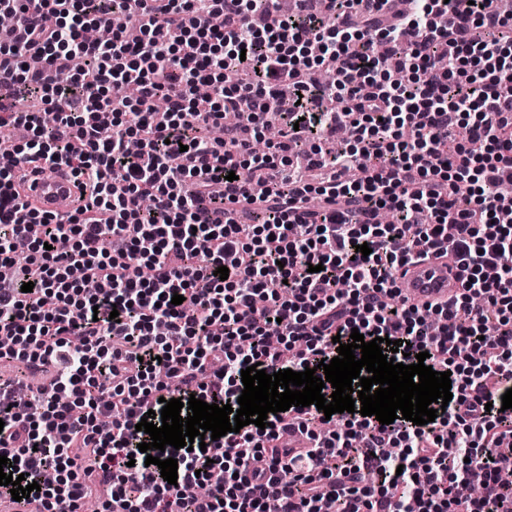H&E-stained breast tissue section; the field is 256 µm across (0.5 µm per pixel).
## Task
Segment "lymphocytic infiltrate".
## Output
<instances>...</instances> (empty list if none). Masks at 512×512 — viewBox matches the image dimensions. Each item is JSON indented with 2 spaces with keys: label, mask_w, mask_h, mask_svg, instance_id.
<instances>
[{
  "label": "lymphocytic infiltrate",
  "mask_w": 512,
  "mask_h": 512,
  "mask_svg": "<svg viewBox=\"0 0 512 512\" xmlns=\"http://www.w3.org/2000/svg\"><path fill=\"white\" fill-rule=\"evenodd\" d=\"M413 3L303 0L274 16L262 0H140L134 12L127 0H0L15 20L0 88L56 114L46 126L0 98V139L23 132L0 168V265L12 269L0 361L40 379H0V442L12 475L38 485L30 503L77 512L108 485L104 512H512L500 478L512 470V225L496 191L512 172V15L500 0ZM123 12L138 40L83 39ZM121 83L138 96L113 97ZM284 86L301 103L278 163L250 140L278 119ZM228 112L248 135H202ZM341 131L350 149L323 153L319 139ZM304 144L309 161L293 167ZM30 165L79 177L84 203L68 221L27 208L15 171ZM382 209L393 223L376 222ZM441 251L465 286L441 305L408 304L398 271ZM355 329L399 341L396 362L424 352L450 372L434 422L293 406L202 450L166 447L176 484L146 465L150 436L136 425L163 399L236 404L246 365L301 372ZM290 429L306 447L282 446ZM475 471L479 494L458 496Z\"/></svg>",
  "instance_id": "lymphocytic-infiltrate-1"
}]
</instances>
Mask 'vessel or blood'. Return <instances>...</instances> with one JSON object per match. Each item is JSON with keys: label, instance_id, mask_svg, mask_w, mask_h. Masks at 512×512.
Instances as JSON below:
<instances>
[{"label": "vessel or blood", "instance_id": "vessel-or-blood-1", "mask_svg": "<svg viewBox=\"0 0 512 512\" xmlns=\"http://www.w3.org/2000/svg\"><path fill=\"white\" fill-rule=\"evenodd\" d=\"M23 194L31 207L69 218L78 207L79 191L70 169L30 175ZM462 272L451 259L429 258L407 265L398 275L403 295L412 304L442 303L461 289Z\"/></svg>", "mask_w": 512, "mask_h": 512}]
</instances>
